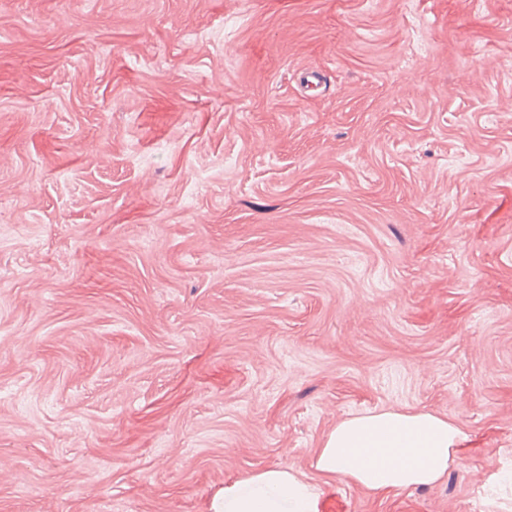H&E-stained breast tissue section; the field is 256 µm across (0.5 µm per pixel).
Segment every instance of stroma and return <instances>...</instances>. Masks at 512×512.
<instances>
[{
  "instance_id": "obj_1",
  "label": "stroma",
  "mask_w": 512,
  "mask_h": 512,
  "mask_svg": "<svg viewBox=\"0 0 512 512\" xmlns=\"http://www.w3.org/2000/svg\"><path fill=\"white\" fill-rule=\"evenodd\" d=\"M463 432L319 475L340 421ZM512 512V0H0V512ZM462 431L423 411L382 410L349 417L328 435L314 466L374 496L438 483L457 457ZM318 492L290 468L259 470L224 488L216 512H318Z\"/></svg>"
}]
</instances>
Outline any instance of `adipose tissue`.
<instances>
[{
  "label": "adipose tissue",
  "instance_id": "ef3b65f1",
  "mask_svg": "<svg viewBox=\"0 0 512 512\" xmlns=\"http://www.w3.org/2000/svg\"><path fill=\"white\" fill-rule=\"evenodd\" d=\"M462 432L423 411L349 417L328 435L314 466L324 476L380 496L438 483L457 457ZM318 492L291 469L272 467L225 487L217 512H318Z\"/></svg>",
  "mask_w": 512,
  "mask_h": 512
}]
</instances>
